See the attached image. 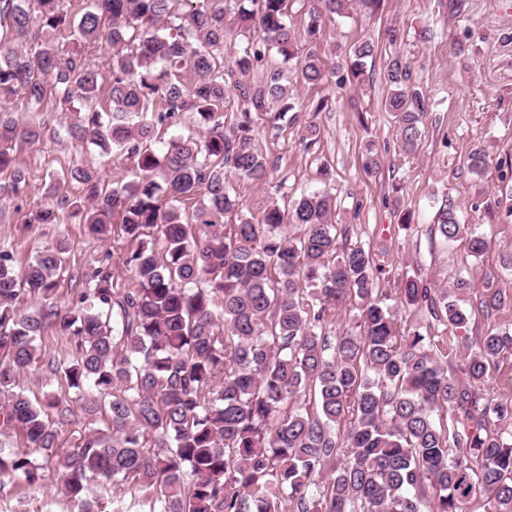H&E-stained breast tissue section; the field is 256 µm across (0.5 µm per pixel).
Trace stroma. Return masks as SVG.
I'll return each mask as SVG.
<instances>
[{
  "mask_svg": "<svg viewBox=\"0 0 512 512\" xmlns=\"http://www.w3.org/2000/svg\"><path fill=\"white\" fill-rule=\"evenodd\" d=\"M390 28L400 31L393 45L385 37ZM324 30V60L331 72L321 85L299 87L296 95L303 107L325 101L316 118L320 138L304 144L289 126L274 138L269 119L259 120L256 138L270 162V179L263 185L236 183L244 214L260 218L271 197L280 194L291 202L320 187L317 169L327 165L336 196L332 221L348 227L349 244L372 255L380 269L378 286L389 296L400 331L442 337L458 354L465 339L491 329L512 332V217L500 203L505 184L497 166L501 159L512 162V0H381L375 14L357 7L325 23ZM365 39L379 44L366 64L367 82L355 90L339 89L334 65L352 43ZM394 52L410 62L412 79L428 102L420 147L411 156L401 153L392 116L383 108L390 90L384 68ZM42 118L44 135L18 153L29 181L27 201L0 193V246L22 266L38 248L67 240V273L56 295L65 306L76 299L72 274L95 265L112 244L74 219L29 225L33 203L55 201L54 187L63 173L95 159L85 143L68 137L67 115L51 108ZM477 146L492 159L480 177L467 167ZM370 147L383 156L374 174L362 168ZM445 201L487 239L482 256H472L466 240L449 242L439 234L435 215ZM407 277L448 292L450 300L467 308L490 290L511 303L491 318L451 329L427 309L401 302L396 288ZM460 278L471 281L467 292H455ZM61 487L60 475L48 472L38 490L0 493V512H74Z\"/></svg>",
  "mask_w": 512,
  "mask_h": 512,
  "instance_id": "obj_1",
  "label": "stroma"
}]
</instances>
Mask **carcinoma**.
I'll use <instances>...</instances> for the list:
<instances>
[{
	"instance_id": "carcinoma-1",
	"label": "carcinoma",
	"mask_w": 512,
	"mask_h": 512,
	"mask_svg": "<svg viewBox=\"0 0 512 512\" xmlns=\"http://www.w3.org/2000/svg\"><path fill=\"white\" fill-rule=\"evenodd\" d=\"M62 2L0 0V101L21 94L33 112L52 102L70 114V137L135 174L109 186L95 167L74 166L62 184L82 195L34 206L29 223L66 215L106 240L119 219L135 286H121L107 256L81 273L76 302L62 309L65 241L19 267L0 250V426L24 441L0 446V492L37 486L52 468L78 512H91L95 488L127 484L150 512H464L478 489L492 512H512V439L487 426L491 414L511 421L512 405L479 393L512 356V334L481 337L455 376L440 340L399 335L369 252L347 246L348 227L332 223L329 188L275 202L257 222L234 188L269 179L256 117L273 114L275 131L298 123L302 140L317 142L319 125L295 113L294 82L325 79L324 19L347 14L352 0H301L300 39L292 0H91L76 21ZM233 34L243 41L229 47ZM104 43L113 52L105 74L86 53ZM376 52L356 42L337 69L361 84ZM386 76L384 110L410 155L427 104L406 58L388 57ZM102 93L112 111L75 107ZM188 112L196 127L175 132ZM41 136L43 124L0 106V175L15 195L26 192L16 153ZM489 165L483 148L471 149L470 172ZM436 219L445 239L485 251L452 204ZM397 292L456 329L504 305L493 293L467 309L413 278ZM347 302L358 305L360 330L338 334L335 309ZM49 330L67 350L44 367L74 396L34 402L17 390L19 376L41 363ZM444 406L460 411L462 430H437ZM73 425L78 443L67 450L58 430Z\"/></svg>"
}]
</instances>
